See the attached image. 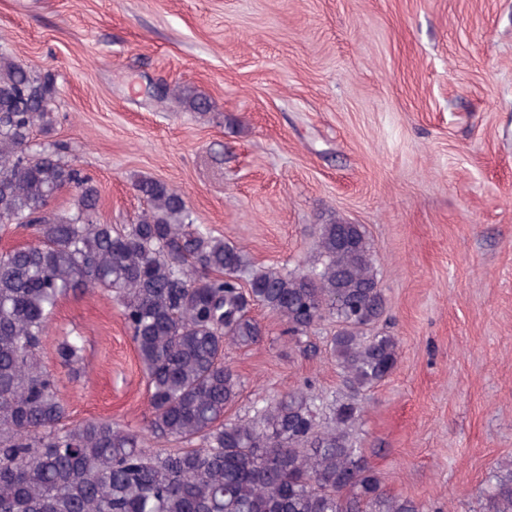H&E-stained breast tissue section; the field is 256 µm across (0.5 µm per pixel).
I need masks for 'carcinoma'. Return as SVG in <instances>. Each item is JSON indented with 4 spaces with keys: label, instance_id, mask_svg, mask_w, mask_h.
<instances>
[{
    "label": "carcinoma",
    "instance_id": "cac0c4a2",
    "mask_svg": "<svg viewBox=\"0 0 512 512\" xmlns=\"http://www.w3.org/2000/svg\"><path fill=\"white\" fill-rule=\"evenodd\" d=\"M163 99L210 109L178 88ZM48 100L45 78L0 54V224L33 231L30 244L0 253V512H425L387 493L351 439L365 393L393 372L399 350L395 337L367 333L385 297L363 227L320 225L308 269L258 266L152 178L134 183L147 203L136 223L103 224L93 178L30 144L34 128L52 126ZM70 186L74 211L53 212V192ZM77 290L121 307L147 380L144 433L109 419L69 423L40 351L49 315ZM256 308L297 343L336 319L329 348L346 393L328 421L310 384L251 420L225 418L240 381L224 349L262 341ZM82 350L80 334L66 337L61 363ZM484 512H512V470L495 476Z\"/></svg>",
    "mask_w": 512,
    "mask_h": 512
}]
</instances>
